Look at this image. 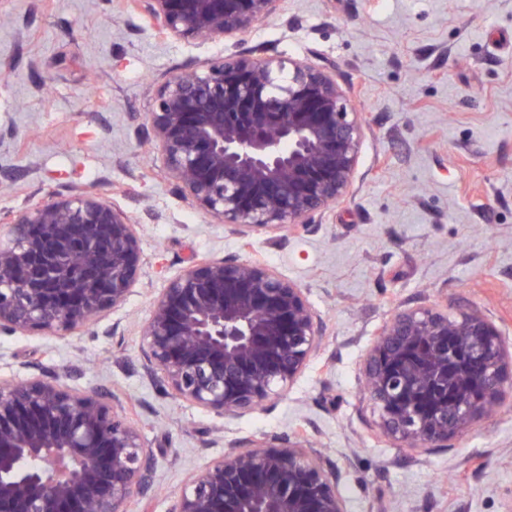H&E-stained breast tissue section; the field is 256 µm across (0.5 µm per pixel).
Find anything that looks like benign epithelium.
<instances>
[{
    "mask_svg": "<svg viewBox=\"0 0 512 512\" xmlns=\"http://www.w3.org/2000/svg\"><path fill=\"white\" fill-rule=\"evenodd\" d=\"M173 39L247 32L282 0H134ZM364 126L330 71L230 54L174 74L145 140L177 194L247 236L289 232L344 198ZM137 225L87 193L21 212L0 241V332L68 335L122 307L143 269ZM303 289L252 259L208 258L171 278L140 329L142 368L177 399L244 414L281 395L321 346ZM512 346L480 311L397 310L364 362L385 435L441 448L512 390ZM155 454L119 400L39 370L0 380V512H128ZM169 512H346L336 467L297 435L224 446Z\"/></svg>",
    "mask_w": 512,
    "mask_h": 512,
    "instance_id": "obj_1",
    "label": "benign epithelium"
}]
</instances>
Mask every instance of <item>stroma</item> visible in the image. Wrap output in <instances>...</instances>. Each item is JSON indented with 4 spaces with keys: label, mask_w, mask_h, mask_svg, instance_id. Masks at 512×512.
<instances>
[{
    "label": "stroma",
    "mask_w": 512,
    "mask_h": 512,
    "mask_svg": "<svg viewBox=\"0 0 512 512\" xmlns=\"http://www.w3.org/2000/svg\"><path fill=\"white\" fill-rule=\"evenodd\" d=\"M0 236L52 195L87 191L140 227L147 261L120 309L62 338L0 334V379L32 369L117 396L151 443L168 512L225 443L295 431L335 462L347 512H512V397L447 447L399 446L362 387L397 309L480 310L512 343V0H283L244 35L159 33L132 0H0ZM329 68L364 123L348 195L282 239L244 237L173 189L144 127L175 73L224 54ZM257 258L306 292L324 336L286 396L218 415L142 369L139 334L169 278Z\"/></svg>",
    "instance_id": "stroma-1"
}]
</instances>
